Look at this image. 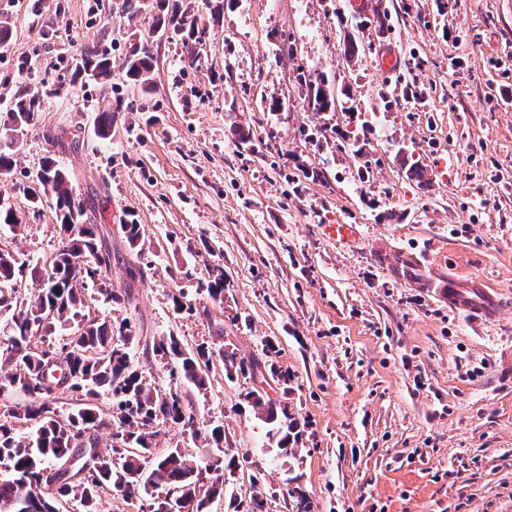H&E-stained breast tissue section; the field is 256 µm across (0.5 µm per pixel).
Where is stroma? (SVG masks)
I'll use <instances>...</instances> for the list:
<instances>
[{
  "instance_id": "1",
  "label": "stroma",
  "mask_w": 512,
  "mask_h": 512,
  "mask_svg": "<svg viewBox=\"0 0 512 512\" xmlns=\"http://www.w3.org/2000/svg\"><path fill=\"white\" fill-rule=\"evenodd\" d=\"M178 0L191 41L157 38L156 9L127 0H0V121L20 87L42 108L0 176L24 229L0 250L42 264L56 251L52 204L32 209L29 174L55 157L87 210L127 255L141 226L144 281L129 304L149 340L224 344L288 372L293 456L249 467L264 428L251 379L211 374L192 395L200 423L224 426L227 486L258 512H512V385L496 359L512 344V0ZM358 49L345 62L348 40ZM104 41L111 74L75 76ZM149 41V89L130 81L132 43ZM391 50L398 71L377 58ZM324 72L339 105L312 111L297 69ZM280 111H267L271 102ZM113 110L112 139L94 134ZM423 175L414 178L410 167ZM325 224H353L346 245ZM415 255L419 274L480 281L502 306L481 321L397 275L384 255ZM224 266V302L195 293ZM189 290L193 314L173 310Z\"/></svg>"
}]
</instances>
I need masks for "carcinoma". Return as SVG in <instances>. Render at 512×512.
<instances>
[{"mask_svg": "<svg viewBox=\"0 0 512 512\" xmlns=\"http://www.w3.org/2000/svg\"><path fill=\"white\" fill-rule=\"evenodd\" d=\"M160 14L155 26L180 34L188 23L170 0H155ZM153 56L149 44L132 47L126 58V75L146 86ZM79 68L97 78L111 73L110 50L98 42L87 47ZM307 91L308 105L315 112L327 111L333 102L324 73L312 69L297 75ZM39 94L21 90L7 112L0 130L22 132L28 129L40 110ZM113 115H96V136L112 138ZM16 138L0 142V175L12 172L16 161L12 152ZM32 185L27 193L32 204L43 200L55 203L60 230L66 233L62 245L48 263L33 267L10 252L0 251V313L10 314V323L0 335L7 334L6 346H0L9 368L0 367V390H22L29 401L7 409L0 422V512H59L58 505L77 500L83 512H97L101 494L121 492L124 501L150 498L146 512H164L162 505L170 494L182 498L184 512H210L208 504L226 495L224 481V426L214 425L206 434L188 400L189 392L206 394L209 372L214 363L224 367L227 378L239 376L271 377L288 392V373L275 364L252 358L244 361L224 346L202 342L186 346L173 333L160 336L145 345L143 354L161 361L168 375L165 390L148 380L135 364L133 352L137 337L128 334L131 319L114 324L107 318L90 315L88 290L117 307L128 301V292L103 286L100 269L95 265L96 251L102 260L112 263V251L101 236L98 225L82 222L84 202L75 198L66 171L55 159L44 160L39 171L28 175ZM30 275L42 288L36 298L17 288V276ZM196 291L212 301L224 304V267L214 265L208 279L197 282ZM45 322L43 334L32 335V323ZM72 322L71 333L61 340L49 338V330L58 322ZM54 370L61 376L45 378ZM111 396L105 411L98 405L101 392ZM69 395L76 408L63 416L57 403ZM251 406L268 430V445L288 453V445L297 437V422L288 413V405L255 390L247 393ZM181 429L192 440L204 441L218 449L205 461L189 459L181 448L157 453L159 426ZM111 438L109 448L97 453V461L77 480H70L62 466L66 459L83 448H98L100 432ZM59 471L54 488L40 489L45 473Z\"/></svg>", "mask_w": 512, "mask_h": 512, "instance_id": "obj_1", "label": "carcinoma"}]
</instances>
